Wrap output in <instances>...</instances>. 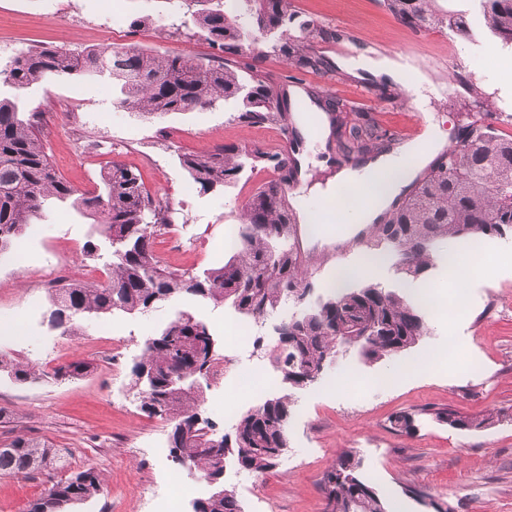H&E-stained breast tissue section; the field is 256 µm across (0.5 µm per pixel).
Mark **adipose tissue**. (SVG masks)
Instances as JSON below:
<instances>
[{
    "label": "adipose tissue",
    "mask_w": 512,
    "mask_h": 512,
    "mask_svg": "<svg viewBox=\"0 0 512 512\" xmlns=\"http://www.w3.org/2000/svg\"><path fill=\"white\" fill-rule=\"evenodd\" d=\"M343 64L395 83L405 82L407 72H412L406 55L382 56L368 48H355L353 55L344 59ZM446 143L445 135L430 120L421 138L360 167L338 172L316 189L328 203L337 204L336 220L312 225L313 234L327 243L338 237L356 235L377 223L380 215L410 184L432 153L443 149ZM465 253L461 246L449 253L446 286L422 289L421 294L429 304L440 309L447 307L456 287L481 275V268L462 264L461 258Z\"/></svg>",
    "instance_id": "obj_1"
}]
</instances>
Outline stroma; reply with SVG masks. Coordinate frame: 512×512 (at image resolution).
I'll list each match as a JSON object with an SVG mask.
<instances>
[{
  "label": "stroma",
  "instance_id": "obj_1",
  "mask_svg": "<svg viewBox=\"0 0 512 512\" xmlns=\"http://www.w3.org/2000/svg\"><path fill=\"white\" fill-rule=\"evenodd\" d=\"M292 9L299 20L318 24L311 43L326 67L306 72L266 52L259 65L280 96L299 88L321 102L331 94L368 111L390 133L424 128L414 86L338 66L353 47H370L383 55H408L436 83L430 108L449 144L458 142L468 112L493 113L497 128L512 134V70L503 66L512 48L483 25L465 40L445 29L404 26L380 0H292ZM129 45L148 52L214 53L179 0H0V69L31 48L80 52ZM476 55L486 60L477 69L471 66ZM116 96L106 77L50 76L21 91L0 82V97L18 100L22 111L42 113L46 151L74 188L100 192L103 170L119 161L140 172L152 195L169 202L173 223L156 238L154 250L170 268L200 273L224 265L233 254L241 207L269 175L256 172L224 192L203 195L192 189L177 155L224 144L271 148L284 140L280 125L242 126L233 119L234 106L220 102L144 117L116 107ZM299 154L311 160L299 170L303 183L326 181L330 170L344 165L332 132L321 142H301ZM96 236L95 217L71 201L51 198L40 220L26 229L20 251L0 254V325H22L21 335L0 334V353L45 375L33 384L0 378V442L16 436L46 440L62 450L67 471L95 468L102 494L72 512H154L155 494L176 483L201 485L206 494L211 488L200 472L170 456L152 457V449L166 447L170 426L142 410L131 368L144 341L177 312L207 321L224 356L237 347L240 319L230 306L182 297L143 314L87 320L78 333L62 334L48 322L52 282L103 283L111 275L109 247L95 258L83 255ZM480 248L487 273L466 284L464 310L429 316L428 335L396 361L369 364L351 351L320 382L294 392L286 453L291 469L279 464L260 475L226 469L225 482L235 487L242 512H324L325 474L345 451L356 454L363 474L399 512H426L413 496L417 490L447 500L455 512H512V421L466 431L433 415L442 408L469 416L512 407V264L499 259L512 251V238H487ZM369 252L365 243L342 253L310 246L313 297L329 292L338 265L359 262ZM458 342L463 348L449 370L410 373L380 386L385 374ZM74 361L89 363L88 372L52 378L54 368ZM200 389L198 408L220 434H233L258 402L240 395L235 376L220 386L201 380ZM401 413L414 417L413 431L394 427ZM59 477L53 471L0 478V512H27L30 501Z\"/></svg>",
  "mask_w": 512,
  "mask_h": 512
}]
</instances>
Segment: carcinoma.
Segmentation results:
<instances>
[{"instance_id":"1","label":"carcinoma","mask_w":512,"mask_h":512,"mask_svg":"<svg viewBox=\"0 0 512 512\" xmlns=\"http://www.w3.org/2000/svg\"><path fill=\"white\" fill-rule=\"evenodd\" d=\"M248 25L222 9L199 8L195 22L211 47L212 60L191 52L152 54L137 47L87 48L79 53L42 48L19 54L0 78L24 90L48 76L94 78L108 74L120 88L117 105L149 115L192 112L222 100L235 106L234 120L243 126L279 123L286 107L275 98L265 72L254 65L240 74L241 59L262 56L257 44L273 41L283 60L318 71L323 65L309 39L313 23L295 24L290 0H241ZM484 25L505 46H512V0H477ZM395 19L413 29L448 28L468 36L469 14L442 13L434 0H386ZM337 149L347 159L381 151L390 139L369 113L329 96ZM37 112L0 99V253L34 223L49 197L73 204L100 218L108 241L112 278L102 285L75 279L55 289L49 323L69 332L77 321L115 313L142 314L180 297L215 306L230 305L247 324H263L286 306L297 311L278 324L288 343L270 345L258 336L256 350L265 352L278 389L241 416L233 435H220L195 410L199 377L216 361L209 355L210 326L188 311L178 312L144 345L132 374L142 407L169 421V455L201 471L205 479L224 472L231 459L238 470L264 473L278 461L275 451L288 447L294 391L300 381L326 367L330 357L356 351L368 361L399 357L413 348L428 327L420 306L396 289L369 279L340 285L313 303L303 300L312 287L308 269L293 250L296 216L285 203L283 188L298 171L285 151L269 152L224 145L178 160L192 187L201 194L234 185L247 171L268 169L269 180L246 200L239 225L238 250L224 266L200 274L171 271L155 255L152 244L171 224L168 202L153 197L141 175L120 162L102 173L103 192L81 193L56 173L36 128ZM463 138L442 153L422 177L415 179L403 201L393 203L376 225L371 244L394 260L405 280L422 277L450 239L475 247L485 237L512 234V135H503L493 115L484 114L462 129ZM16 382L41 379L36 370L0 354V376ZM438 421L459 430H478L512 411L498 409L482 416H462L450 409L435 412ZM60 450L33 438L15 437L0 449V476L48 472L60 466ZM351 451L341 453L325 477L332 485L326 512H387L375 483L360 472ZM344 479L339 486L337 479ZM102 482L88 467L54 481L28 512H67L98 496ZM201 512H242L232 487L204 499Z\"/></svg>"}]
</instances>
